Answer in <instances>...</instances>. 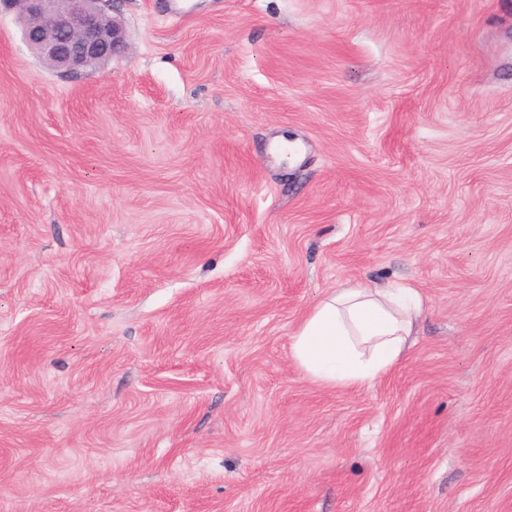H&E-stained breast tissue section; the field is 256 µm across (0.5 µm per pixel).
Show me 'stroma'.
<instances>
[{"label":"stroma","instance_id":"stroma-1","mask_svg":"<svg viewBox=\"0 0 512 512\" xmlns=\"http://www.w3.org/2000/svg\"><path fill=\"white\" fill-rule=\"evenodd\" d=\"M113 15L78 78L0 16V512H512V0ZM362 280L417 332L321 387ZM421 312L416 289L360 281L311 308L292 335V357L322 387L369 385L397 363Z\"/></svg>","mask_w":512,"mask_h":512}]
</instances>
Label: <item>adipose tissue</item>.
Listing matches in <instances>:
<instances>
[{"instance_id":"1","label":"adipose tissue","mask_w":512,"mask_h":512,"mask_svg":"<svg viewBox=\"0 0 512 512\" xmlns=\"http://www.w3.org/2000/svg\"><path fill=\"white\" fill-rule=\"evenodd\" d=\"M421 312L416 289L358 282L311 308L292 335V357L322 387L371 384L397 363Z\"/></svg>"}]
</instances>
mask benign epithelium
<instances>
[{"instance_id":"1","label":"benign epithelium","mask_w":512,"mask_h":512,"mask_svg":"<svg viewBox=\"0 0 512 512\" xmlns=\"http://www.w3.org/2000/svg\"><path fill=\"white\" fill-rule=\"evenodd\" d=\"M24 20L23 37L51 67L78 77L125 49L112 0H0Z\"/></svg>"}]
</instances>
